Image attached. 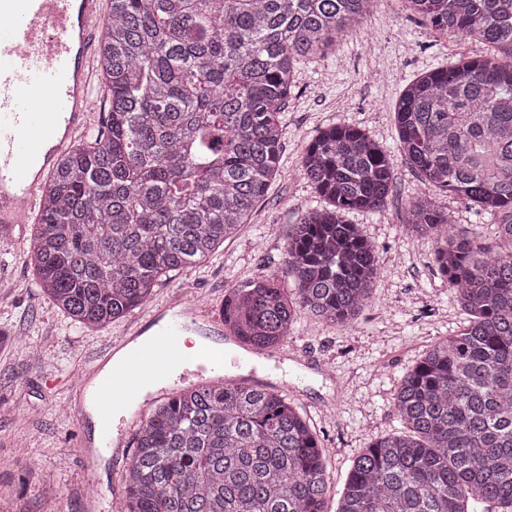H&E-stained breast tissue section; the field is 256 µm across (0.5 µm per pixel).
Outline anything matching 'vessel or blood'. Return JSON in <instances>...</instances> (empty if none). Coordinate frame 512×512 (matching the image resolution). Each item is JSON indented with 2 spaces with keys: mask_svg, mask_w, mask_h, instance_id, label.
<instances>
[{
  "mask_svg": "<svg viewBox=\"0 0 512 512\" xmlns=\"http://www.w3.org/2000/svg\"><path fill=\"white\" fill-rule=\"evenodd\" d=\"M105 0H0V227L26 223L39 209L38 188L53 159L90 128L98 90V32ZM146 346L94 391L100 454L127 456L116 432L119 410L159 386L178 363L179 337L204 318L181 296Z\"/></svg>",
  "mask_w": 512,
  "mask_h": 512,
  "instance_id": "1",
  "label": "vessel or blood"
}]
</instances>
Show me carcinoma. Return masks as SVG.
Wrapping results in <instances>:
<instances>
[{"mask_svg":"<svg viewBox=\"0 0 512 512\" xmlns=\"http://www.w3.org/2000/svg\"><path fill=\"white\" fill-rule=\"evenodd\" d=\"M372 0H109L99 73L105 130L61 155L40 187L26 261L82 327L143 306L157 282L248 223L279 172V112L297 63L319 57ZM444 37L492 51L413 80L400 96L402 156L425 185L477 208L473 231L435 198L404 225L465 315L394 395L402 429L353 461L336 512H512V0H407ZM301 171L324 204L293 225L282 275L237 284L224 329L250 350L288 337L303 308L331 325L370 300L376 244L352 212H381L391 153L333 124ZM325 449L288 396L246 383L178 389L142 426L125 512H327Z\"/></svg>","mask_w":512,"mask_h":512,"instance_id":"1","label":"carcinoma"}]
</instances>
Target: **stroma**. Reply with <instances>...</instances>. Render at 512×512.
I'll return each instance as SVG.
<instances>
[{
  "instance_id": "35a3bbf8",
  "label": "stroma",
  "mask_w": 512,
  "mask_h": 512,
  "mask_svg": "<svg viewBox=\"0 0 512 512\" xmlns=\"http://www.w3.org/2000/svg\"><path fill=\"white\" fill-rule=\"evenodd\" d=\"M461 38H437L404 0H374L370 13L319 59L301 61L280 114V171L250 221L196 266L163 279L141 308L102 329L75 325L36 286L26 262L31 225L0 240V495L14 512H121L123 460L92 458L93 424L69 409L72 388L96 352L146 320L171 292L182 291L221 317L235 285L282 270L291 225L316 204L300 172L317 131L345 122L397 148L394 111L405 86L456 55L481 54ZM385 212L355 213L377 244L372 298L352 324L338 328L299 312L271 355L249 362V381L288 394L327 451L335 512L353 460L371 439L401 427L395 390L407 369L465 316L432 261L434 245L402 232L407 200L427 193L402 157Z\"/></svg>"
}]
</instances>
